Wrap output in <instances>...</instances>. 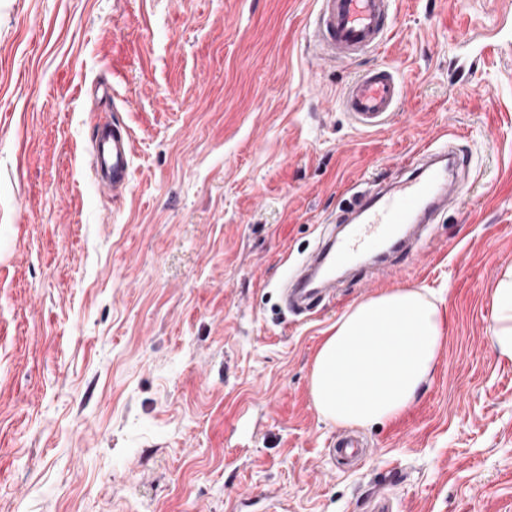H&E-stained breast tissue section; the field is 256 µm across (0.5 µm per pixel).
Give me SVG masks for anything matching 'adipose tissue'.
Listing matches in <instances>:
<instances>
[{
    "instance_id": "adipose-tissue-1",
    "label": "adipose tissue",
    "mask_w": 512,
    "mask_h": 512,
    "mask_svg": "<svg viewBox=\"0 0 512 512\" xmlns=\"http://www.w3.org/2000/svg\"><path fill=\"white\" fill-rule=\"evenodd\" d=\"M491 334L500 354L512 359V269L493 294ZM443 340L439 310L420 290L396 288L360 301L315 356L312 402L340 426L397 419L428 380Z\"/></svg>"
}]
</instances>
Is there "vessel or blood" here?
<instances>
[{
  "label": "vessel or blood",
  "instance_id": "b4317fda",
  "mask_svg": "<svg viewBox=\"0 0 512 512\" xmlns=\"http://www.w3.org/2000/svg\"><path fill=\"white\" fill-rule=\"evenodd\" d=\"M394 0H316L309 23V47L324 63H336L379 50L393 30ZM402 88L394 73L378 68L358 75L344 89L340 105L361 129L390 124ZM89 165L102 193L124 194L132 174L133 144L128 128L117 119L101 118L88 146ZM458 156L432 141L411 159L410 175L377 191L359 196L352 213L356 224L341 240L328 238L306 263L321 266L327 256L347 263L361 253L394 239L401 251L411 246L400 240L403 226L423 224L438 210L462 198L468 186L458 178Z\"/></svg>",
  "mask_w": 512,
  "mask_h": 512
}]
</instances>
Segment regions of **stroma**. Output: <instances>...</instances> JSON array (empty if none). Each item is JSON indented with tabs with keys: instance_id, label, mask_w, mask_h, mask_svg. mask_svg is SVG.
<instances>
[{
	"instance_id": "obj_1",
	"label": "stroma",
	"mask_w": 512,
	"mask_h": 512,
	"mask_svg": "<svg viewBox=\"0 0 512 512\" xmlns=\"http://www.w3.org/2000/svg\"><path fill=\"white\" fill-rule=\"evenodd\" d=\"M314 0H0V512H512V360L490 335L512 267V0H396L376 52L308 48ZM500 48L486 51V40ZM387 67L390 125L339 98ZM133 139L98 192L93 126ZM471 175L417 254L352 261L313 312L283 290L366 183L434 136ZM393 288L432 296L444 343L396 420L312 403L328 328ZM89 165L94 182L112 198L124 194L130 186L133 144L128 128L112 117L100 118L88 146Z\"/></svg>"
}]
</instances>
